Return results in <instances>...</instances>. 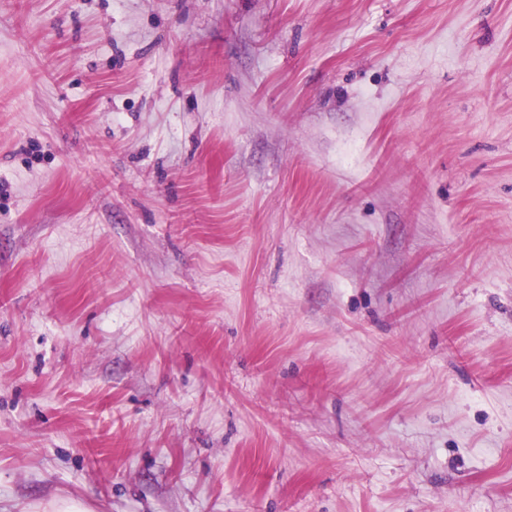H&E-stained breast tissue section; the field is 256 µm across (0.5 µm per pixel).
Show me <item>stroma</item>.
<instances>
[{
  "mask_svg": "<svg viewBox=\"0 0 512 512\" xmlns=\"http://www.w3.org/2000/svg\"><path fill=\"white\" fill-rule=\"evenodd\" d=\"M512 512V0H0V512Z\"/></svg>",
  "mask_w": 512,
  "mask_h": 512,
  "instance_id": "obj_1",
  "label": "stroma"
}]
</instances>
